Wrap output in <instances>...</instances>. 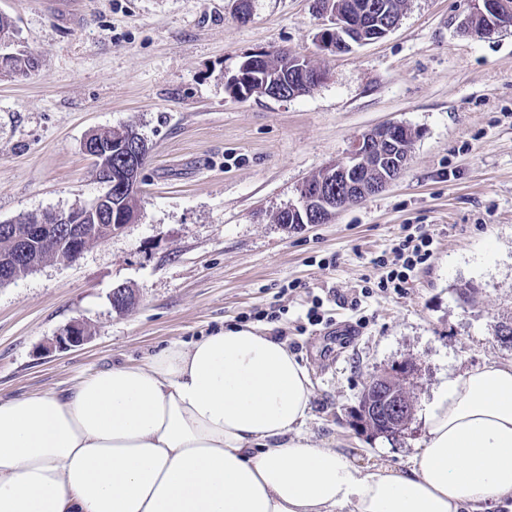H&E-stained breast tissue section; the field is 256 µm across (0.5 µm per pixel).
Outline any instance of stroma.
Segmentation results:
<instances>
[{"label": "stroma", "mask_w": 512, "mask_h": 512, "mask_svg": "<svg viewBox=\"0 0 512 512\" xmlns=\"http://www.w3.org/2000/svg\"><path fill=\"white\" fill-rule=\"evenodd\" d=\"M237 4L0 0L39 61L0 74V223L98 196L93 132L130 126L150 147L135 222L0 285V397L63 391L247 322L307 368L315 440L366 471L406 470L448 376L512 362L497 336L512 325V29L464 33L472 0H404L387 36L336 53L316 41L312 0H250L244 24ZM279 49L326 80L287 101L235 100L226 82L243 57ZM386 123L417 134L399 179L329 223H276L303 182ZM407 232L432 235L431 258L403 294L374 292L378 258ZM118 286L136 296L122 312ZM76 320L89 341L56 348ZM403 360L416 366L411 420L400 439L370 437L352 424L358 396Z\"/></svg>", "instance_id": "obj_1"}]
</instances>
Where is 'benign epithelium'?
<instances>
[{"label":"benign epithelium","instance_id":"obj_1","mask_svg":"<svg viewBox=\"0 0 512 512\" xmlns=\"http://www.w3.org/2000/svg\"><path fill=\"white\" fill-rule=\"evenodd\" d=\"M313 9L325 18L324 27L317 34L323 49L332 52H341L352 48L353 45L365 43V38L359 35L364 29V17L372 6L361 7L358 15L332 12L322 8L320 0H313ZM472 15L482 20V25L471 34L476 37H485L512 27V0H474ZM266 57L256 53L241 63L238 73L228 80V86L238 99L247 100L253 96H265L275 100L286 101L299 95V91H287L279 88L251 89L242 85V77L247 72L259 70ZM303 88L310 90L325 79V74L314 68L310 69L300 65ZM403 129L400 124L389 123L377 126L358 137L352 144L347 164L336 168L326 167L327 178L316 183L304 185L299 189V205L291 206L286 212L291 215L307 216L311 203L317 202L322 210L319 217L322 222H329L341 211L355 205L370 194L382 191L395 181L402 173L406 159L395 160V167L377 182H366L362 174L364 158L376 148L387 144L400 149L396 141L398 133ZM112 147L110 140H99L92 136L86 138L83 144L84 151L94 158L98 169L103 171L102 182L107 190L92 201L72 208L68 211H44L24 215L15 223L26 225V230L41 233L48 225H60L56 229L55 237L65 242L67 259L77 261L94 240L93 233L86 230V224L104 225L107 237L120 231L124 225L135 221L137 212L112 213ZM119 150L126 153L128 159L127 169L130 171L127 179L122 182L121 188L129 193L138 191L139 177L142 163L150 152L146 140L134 135L127 142L118 144ZM39 266V261L32 260L26 264L17 262V258H0V285L16 281L31 273ZM89 340L83 322H71L56 339V346L61 349L79 347ZM415 373V364L411 361H402L387 372L373 377L363 389L361 399L364 402L365 419L375 416L386 421L387 429L382 434L390 439H396L407 429L410 408L404 399L403 391L409 389L411 379Z\"/></svg>","mask_w":512,"mask_h":512}]
</instances>
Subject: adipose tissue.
<instances>
[{
	"label": "adipose tissue",
	"mask_w": 512,
	"mask_h": 512,
	"mask_svg": "<svg viewBox=\"0 0 512 512\" xmlns=\"http://www.w3.org/2000/svg\"><path fill=\"white\" fill-rule=\"evenodd\" d=\"M311 401L286 343L248 327L0 398V512H462L512 498V363L442 384L404 472L315 444Z\"/></svg>",
	"instance_id": "1"
}]
</instances>
